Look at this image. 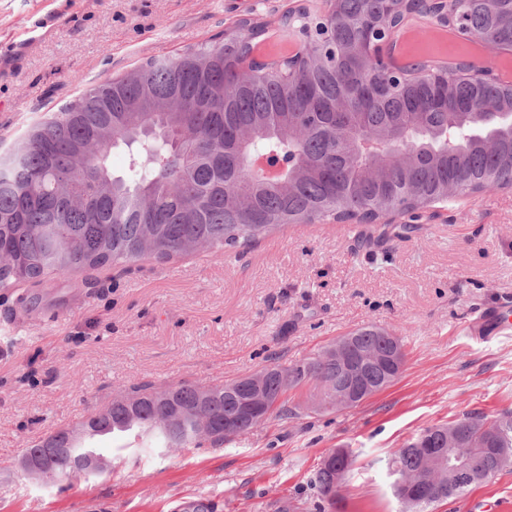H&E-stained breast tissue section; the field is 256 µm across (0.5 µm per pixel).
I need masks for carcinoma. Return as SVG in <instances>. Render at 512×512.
<instances>
[{
	"mask_svg": "<svg viewBox=\"0 0 512 512\" xmlns=\"http://www.w3.org/2000/svg\"><path fill=\"white\" fill-rule=\"evenodd\" d=\"M385 0H345L332 15L308 6L285 14L286 39L317 20L325 48L261 62L255 47L269 24L247 18L218 37L175 54L151 57L83 89L45 112L8 151L0 170V288L40 286L50 275L150 259L166 264L204 247L228 253L297 224L363 227L358 240L387 236L394 216L419 219L451 197L512 188V83L469 84L441 78L395 83L365 44ZM464 12L486 41L512 45V0H403L391 20L430 13L444 24ZM126 151L129 175L112 172V150ZM389 332L349 333L365 356L367 394L392 384L371 356L388 353ZM277 407L259 420L240 416L251 393L237 379L220 386L144 383L71 428L22 451L52 450L60 478L86 480L91 463L112 465V450L73 445L76 432L117 430L149 420L143 446L197 448L246 434L273 415L288 416L291 390L312 386L318 406H336L347 380L339 345L288 366L256 373ZM460 439L463 473L425 468L412 451L438 430ZM393 474L427 487L414 512L512 468V410L493 418L465 413L430 426L393 454ZM314 484L336 508V470L322 465Z\"/></svg>",
	"mask_w": 512,
	"mask_h": 512,
	"instance_id": "cac0c4a2",
	"label": "carcinoma"
}]
</instances>
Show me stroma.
<instances>
[{"label": "stroma", "instance_id": "35a3bbf8", "mask_svg": "<svg viewBox=\"0 0 512 512\" xmlns=\"http://www.w3.org/2000/svg\"><path fill=\"white\" fill-rule=\"evenodd\" d=\"M304 0H0V144L81 86L151 56L220 35L241 19L275 23ZM402 64L441 58L492 65L508 57L423 16L408 17ZM512 313V191L459 198L411 232L364 247L347 224L291 226L245 249H200L171 264L144 260L37 288H0V512H274L281 499L315 512L314 473L349 452L340 512H403L391 457L422 429L466 412L512 409V328L474 334L480 313ZM375 325L401 341L398 379L358 405L315 410L293 390L296 417L225 441L157 455L113 440L112 470L42 485L13 463L45 434L101 409L137 382L221 384L304 360ZM512 512V469L435 505Z\"/></svg>", "mask_w": 512, "mask_h": 512}]
</instances>
